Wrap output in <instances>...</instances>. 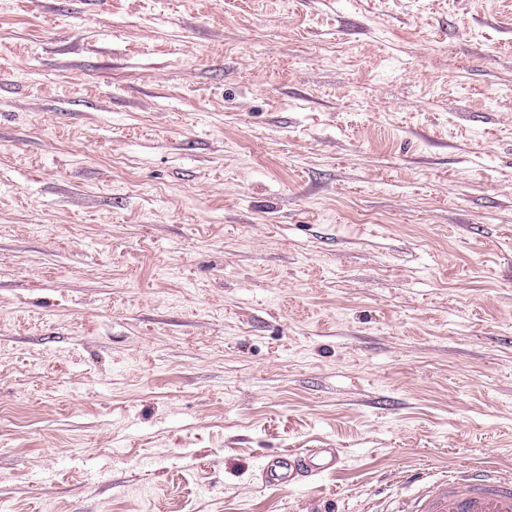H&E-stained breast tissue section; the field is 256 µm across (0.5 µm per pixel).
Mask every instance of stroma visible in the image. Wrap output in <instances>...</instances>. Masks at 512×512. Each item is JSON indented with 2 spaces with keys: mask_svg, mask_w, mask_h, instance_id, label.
Instances as JSON below:
<instances>
[{
  "mask_svg": "<svg viewBox=\"0 0 512 512\" xmlns=\"http://www.w3.org/2000/svg\"><path fill=\"white\" fill-rule=\"evenodd\" d=\"M458 465L512 471V0H0V512ZM336 448H307L269 458L262 469L265 486H290L337 468Z\"/></svg>",
  "mask_w": 512,
  "mask_h": 512,
  "instance_id": "stroma-1",
  "label": "stroma"
}]
</instances>
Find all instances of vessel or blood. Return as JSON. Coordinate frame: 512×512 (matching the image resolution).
Returning a JSON list of instances; mask_svg holds the SVG:
<instances>
[{
	"mask_svg": "<svg viewBox=\"0 0 512 512\" xmlns=\"http://www.w3.org/2000/svg\"><path fill=\"white\" fill-rule=\"evenodd\" d=\"M332 448H307L269 458L262 469L264 485L290 486L335 470ZM411 494L393 512H512V477L489 469H468L437 479H415Z\"/></svg>",
	"mask_w": 512,
	"mask_h": 512,
	"instance_id": "1",
	"label": "vessel or blood"
}]
</instances>
